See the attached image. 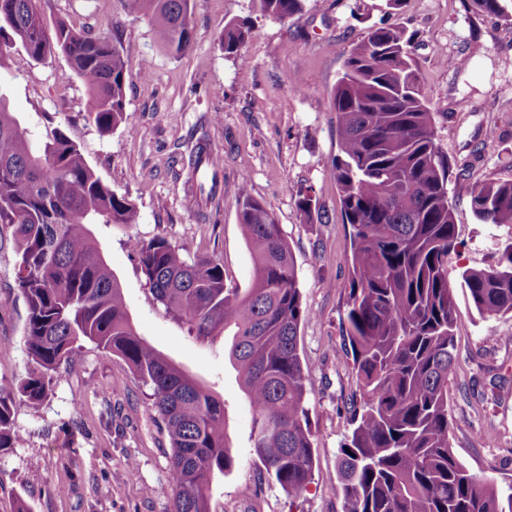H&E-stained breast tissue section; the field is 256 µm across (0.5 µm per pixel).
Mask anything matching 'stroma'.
Returning <instances> with one entry per match:
<instances>
[{
    "mask_svg": "<svg viewBox=\"0 0 512 512\" xmlns=\"http://www.w3.org/2000/svg\"><path fill=\"white\" fill-rule=\"evenodd\" d=\"M195 42L174 57L156 42L146 19L122 17L118 0H50L48 19L91 34L120 36L131 74L126 108L132 123L103 135L84 115L88 98L64 57L37 63L21 46L0 70V93L32 142L60 127L96 174L135 204L132 231L97 224L93 232L119 280L140 336L169 355L224 402L232 471L210 487L211 512H343L339 449L351 434L355 379L345 364L340 330L345 312L350 227L343 224L329 169L339 152L330 94L355 41L373 27L397 23L412 36V65L433 113L443 150L470 164L473 178L512 179V20L477 14L468 0H306L302 13L256 18L249 0H192ZM233 19L250 20L253 37L242 59L225 58L220 37ZM468 64L455 70L446 58ZM314 77L308 93L289 78ZM224 160V179L245 181L271 210L291 248L302 303L298 350L308 381L314 474L297 499L262 474L251 454L252 411L223 341L202 343L158 301L128 244V234L163 236L186 257L213 254L224 262L227 287L246 291L253 266L230 196L199 212L185 191L187 158L198 137ZM312 188L324 218L308 222L297 193ZM458 248L447 262L453 290L457 359L448 380L454 455L479 477L512 483V314L481 318L461 274L495 265L496 239L507 227L480 223L467 199L454 201ZM11 230L0 228V386L24 370V296L14 281ZM149 389L118 356L85 345L62 366L37 409L17 403L20 443L0 452V512L17 498L33 512H168L171 448Z\"/></svg>",
    "mask_w": 512,
    "mask_h": 512,
    "instance_id": "1",
    "label": "stroma"
}]
</instances>
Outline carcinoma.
Returning <instances> with one entry per match:
<instances>
[{
    "mask_svg": "<svg viewBox=\"0 0 512 512\" xmlns=\"http://www.w3.org/2000/svg\"><path fill=\"white\" fill-rule=\"evenodd\" d=\"M120 2L125 15L148 20L171 55L191 49V0ZM471 2L480 14L507 15L508 0ZM251 3L256 15L283 20L302 12L305 0ZM49 5L0 0V68L16 43L35 62L61 55L86 89L85 121L103 135L130 125L120 22L95 36L62 20L51 29ZM251 35L249 22H228L224 55L241 57ZM411 47L412 36L398 24L371 29L352 48L331 95L339 154L330 176L351 227L341 331L356 381L352 402L360 403L339 455L345 512H512V492L470 473L450 446L448 379L459 325L445 272L457 246L453 200L467 198L483 224L512 229V180L474 181L469 165L451 162L412 69ZM203 141L189 154L187 183L201 200L213 199L221 186L236 199L254 268L251 288L242 294L227 287L223 261L213 254L188 259L162 236L131 234L128 242L157 299L189 335L213 341L232 330L228 358L253 410L252 454L288 496L298 497L314 467L308 376L298 351L310 312L274 213L247 193L245 181L223 183L222 162L205 163ZM297 207L309 219L323 218L307 190ZM137 220L135 205L102 182L60 129L32 148L0 93V224L12 228L28 356L15 387H0V451L21 439L16 401L42 405L60 366L91 342L122 358L152 391L171 445L170 512H210L212 475L235 464L224 403L138 335L91 230L130 229ZM462 279L480 314L512 313V235L498 243L495 265L467 269Z\"/></svg>",
    "mask_w": 512,
    "mask_h": 512,
    "instance_id": "cac0c4a2",
    "label": "carcinoma"
}]
</instances>
